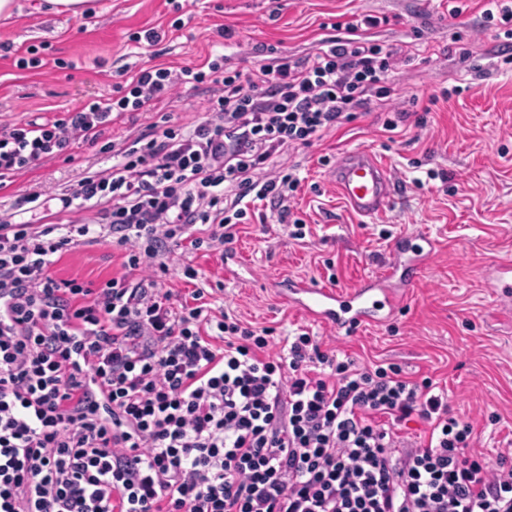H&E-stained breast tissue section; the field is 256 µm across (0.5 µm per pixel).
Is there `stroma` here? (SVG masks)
<instances>
[{"label": "stroma", "mask_w": 512, "mask_h": 512, "mask_svg": "<svg viewBox=\"0 0 512 512\" xmlns=\"http://www.w3.org/2000/svg\"><path fill=\"white\" fill-rule=\"evenodd\" d=\"M17 2L15 15L0 19V42L41 47L42 57L64 67L22 69L16 56L0 57V128L110 96L116 67L134 69L149 60L151 48H134L128 40L145 26L165 30L162 61L169 66L203 62L220 41L225 68L247 73L270 63L266 47L281 55L315 49L339 18L398 17L391 29L375 30V38L398 48L416 40L422 52L401 59L391 105L372 102L369 112L312 145L273 159L300 168L292 206L308 228L305 238H290L266 202L255 201L232 244L245 268L242 277L225 276L217 250L186 251L175 261L204 273L214 290L213 307L244 324L272 328L276 341L304 329L324 348L358 363H393L415 381L431 378L472 422L473 454L491 461L512 447V324L492 318V290L481 277L486 263L512 261V64L503 63L497 40L484 27L482 0H460L463 11L453 20L445 0H187L190 21L178 30L165 0H89L82 16L55 12L48 0ZM222 27L231 29L232 38L220 40ZM463 47L470 57L460 56ZM445 90L450 97L444 101ZM210 97L204 85L183 89L180 101L126 116L114 134H137L165 116L175 123L205 118ZM392 108L406 111L407 118L387 131L383 121ZM421 117L426 124L419 128ZM357 147L373 151L398 184L396 200L371 219L348 212L331 181V159ZM111 165V154L79 145L71 159L17 177L0 190V204ZM415 233L438 248L385 325L339 335L282 298L287 282L299 277L331 278L338 288H354L388 264L396 237ZM121 263L119 248L87 241L65 252L55 272L97 282L121 273Z\"/></svg>", "instance_id": "stroma-1"}]
</instances>
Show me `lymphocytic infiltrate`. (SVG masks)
<instances>
[{"mask_svg": "<svg viewBox=\"0 0 512 512\" xmlns=\"http://www.w3.org/2000/svg\"><path fill=\"white\" fill-rule=\"evenodd\" d=\"M389 23L334 22L314 51L246 76L218 51L123 68L111 96L0 129V189L79 143L112 155L52 192L68 223L23 219L35 193L0 209V512H512V453L471 455L472 424L432 380L339 358L305 330L270 354V329L212 314L205 288L179 306L162 288L174 250L233 243L245 197L305 237L296 166L251 174L393 99L398 51L367 34ZM204 84L210 117L103 142ZM90 235L122 247L123 274L58 277L55 256ZM415 417L428 438L401 449Z\"/></svg>", "mask_w": 512, "mask_h": 512, "instance_id": "lymphocytic-infiltrate-1", "label": "lymphocytic infiltrate"}]
</instances>
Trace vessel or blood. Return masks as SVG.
I'll use <instances>...</instances> for the list:
<instances>
[{
    "mask_svg": "<svg viewBox=\"0 0 512 512\" xmlns=\"http://www.w3.org/2000/svg\"><path fill=\"white\" fill-rule=\"evenodd\" d=\"M332 179L348 208L363 217L378 215L394 199V176L364 148L337 157ZM432 251V246H416L408 237L399 236L393 242L389 265L379 275L348 291L312 278H297L288 283L285 299L339 333L377 324L400 309L409 288L419 282ZM481 276L493 288L495 302L512 303L511 263H491L482 269Z\"/></svg>",
    "mask_w": 512,
    "mask_h": 512,
    "instance_id": "1",
    "label": "vessel or blood"
}]
</instances>
